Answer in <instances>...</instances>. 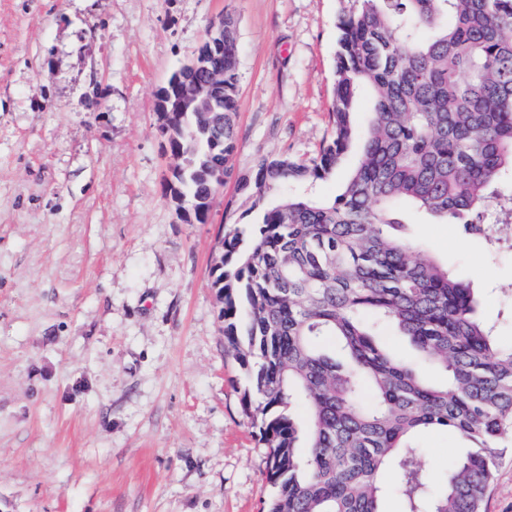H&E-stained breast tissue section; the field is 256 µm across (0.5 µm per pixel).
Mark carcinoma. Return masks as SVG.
Masks as SVG:
<instances>
[{
    "instance_id": "cac0c4a2",
    "label": "carcinoma",
    "mask_w": 512,
    "mask_h": 512,
    "mask_svg": "<svg viewBox=\"0 0 512 512\" xmlns=\"http://www.w3.org/2000/svg\"><path fill=\"white\" fill-rule=\"evenodd\" d=\"M224 100L208 125L171 101L166 142L183 164L173 199L208 219L211 173L235 150L238 48L225 19ZM331 135L314 158L279 155L241 189L294 184L232 223L212 268L224 339L245 370L269 448L266 512H382L391 467L406 512H481L499 448L512 443V346L476 315L474 289L406 234L399 206L461 224L493 248L512 206V0H346ZM370 120L354 119L362 93ZM358 147L342 191L318 182ZM395 326L414 359L383 347ZM337 341L341 358L322 350ZM443 374L433 383L425 370ZM455 433L465 451L436 485L416 439Z\"/></svg>"
}]
</instances>
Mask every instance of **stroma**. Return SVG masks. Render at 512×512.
<instances>
[{
  "label": "stroma",
  "mask_w": 512,
  "mask_h": 512,
  "mask_svg": "<svg viewBox=\"0 0 512 512\" xmlns=\"http://www.w3.org/2000/svg\"><path fill=\"white\" fill-rule=\"evenodd\" d=\"M339 0H0V512H262L268 450L211 269L260 164L330 135ZM235 22L236 149L209 220L168 185L158 93ZM98 90L96 103L87 95ZM512 343V248L406 214ZM417 444L430 480L461 453ZM483 512H512V447Z\"/></svg>",
  "instance_id": "35a3bbf8"
}]
</instances>
